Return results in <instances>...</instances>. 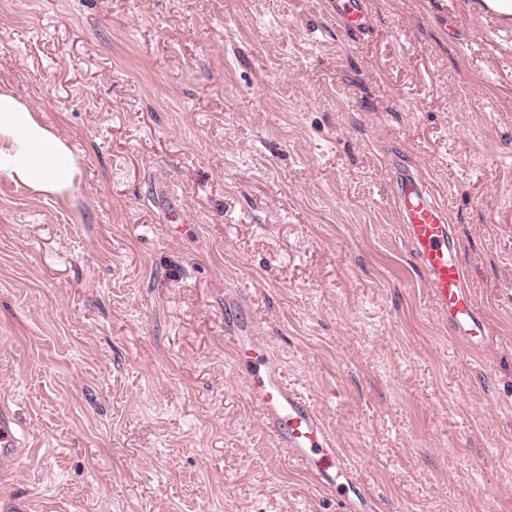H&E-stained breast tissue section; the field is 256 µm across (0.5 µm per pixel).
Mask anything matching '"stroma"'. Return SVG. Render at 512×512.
I'll return each instance as SVG.
<instances>
[{
	"instance_id": "stroma-1",
	"label": "stroma",
	"mask_w": 512,
	"mask_h": 512,
	"mask_svg": "<svg viewBox=\"0 0 512 512\" xmlns=\"http://www.w3.org/2000/svg\"><path fill=\"white\" fill-rule=\"evenodd\" d=\"M0 0V85L80 158L0 174V497L74 512H338L248 402L224 282L377 503L512 512V24L470 0ZM455 228L490 340L433 309L396 173ZM198 236L175 238L157 201ZM336 22L350 34H365L370 30L371 18L367 0H335ZM20 415L8 403L0 406V471L2 476L9 472L31 446L23 432L19 434ZM29 447V448H28Z\"/></svg>"
}]
</instances>
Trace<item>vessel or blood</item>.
<instances>
[{
	"mask_svg": "<svg viewBox=\"0 0 512 512\" xmlns=\"http://www.w3.org/2000/svg\"><path fill=\"white\" fill-rule=\"evenodd\" d=\"M337 23L350 34L371 27L367 0H335ZM395 205L408 242L420 261L435 311L447 320L455 340L480 350L487 338L485 319L466 283L461 260L443 203L413 174L400 175ZM224 341L234 354V368L246 384L247 397L264 426L289 459L317 486L338 497L342 512H376L352 464L336 445L323 414L298 389L288 385L280 357L270 349L249 313V297L235 283L224 284ZM20 415L0 405V471L9 472L30 442L20 433Z\"/></svg>",
	"mask_w": 512,
	"mask_h": 512,
	"instance_id": "1",
	"label": "vessel or blood"
}]
</instances>
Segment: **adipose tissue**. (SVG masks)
<instances>
[{"label": "adipose tissue", "instance_id": "obj_1", "mask_svg": "<svg viewBox=\"0 0 512 512\" xmlns=\"http://www.w3.org/2000/svg\"><path fill=\"white\" fill-rule=\"evenodd\" d=\"M78 172L68 140L13 90L0 87V174L33 195L63 201Z\"/></svg>", "mask_w": 512, "mask_h": 512}]
</instances>
